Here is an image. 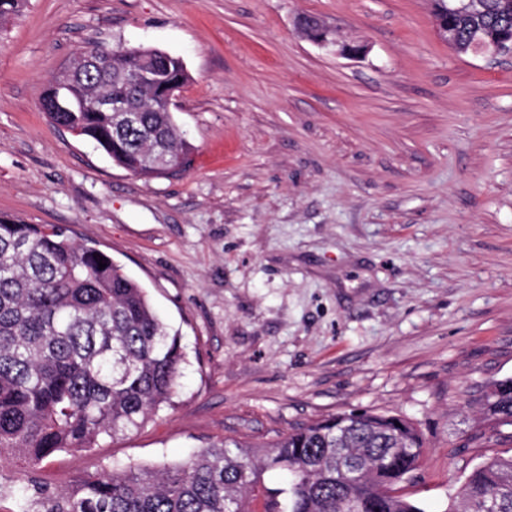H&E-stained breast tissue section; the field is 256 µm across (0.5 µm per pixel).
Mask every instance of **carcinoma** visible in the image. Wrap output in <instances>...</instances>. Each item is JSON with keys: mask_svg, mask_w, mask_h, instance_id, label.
Here are the masks:
<instances>
[{"mask_svg": "<svg viewBox=\"0 0 512 512\" xmlns=\"http://www.w3.org/2000/svg\"><path fill=\"white\" fill-rule=\"evenodd\" d=\"M24 2L0 0V28ZM431 2L433 15L448 14L449 47L459 54H491L512 35V0H483L478 11ZM100 53L112 83L58 73L43 90V112L138 177L161 176L143 168L151 150L190 157L173 113L152 109L150 91L117 80L134 65L127 48ZM160 73L190 80L171 54ZM94 92L138 97L143 111L118 128L112 112L81 106ZM183 359L178 332L109 255L62 227L0 216V457L23 464L16 512H257L259 499L262 512H424L400 493L424 458L422 433L401 416L371 412L322 418L269 445L226 437L179 462L102 468L71 489L40 482L38 470L55 454L99 448L169 404ZM482 406L493 427H512V378L493 382ZM268 471L284 474V485L266 487ZM490 501L493 512H512V456L473 469L448 512H482Z\"/></svg>", "mask_w": 512, "mask_h": 512, "instance_id": "obj_1", "label": "carcinoma"}]
</instances>
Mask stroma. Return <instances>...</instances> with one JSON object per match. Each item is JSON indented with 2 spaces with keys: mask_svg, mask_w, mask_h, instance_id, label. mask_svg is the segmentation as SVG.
Masks as SVG:
<instances>
[{
  "mask_svg": "<svg viewBox=\"0 0 512 512\" xmlns=\"http://www.w3.org/2000/svg\"><path fill=\"white\" fill-rule=\"evenodd\" d=\"M303 12L370 53L302 38ZM117 46L186 66L178 176H133L40 108L71 57ZM1 215L109 255L186 354L171 405L52 457L50 486L360 410L423 433L402 491L425 512L512 455L479 406L512 377V56L455 53L429 0H26L0 31Z\"/></svg>",
  "mask_w": 512,
  "mask_h": 512,
  "instance_id": "35a3bbf8",
  "label": "stroma"
}]
</instances>
